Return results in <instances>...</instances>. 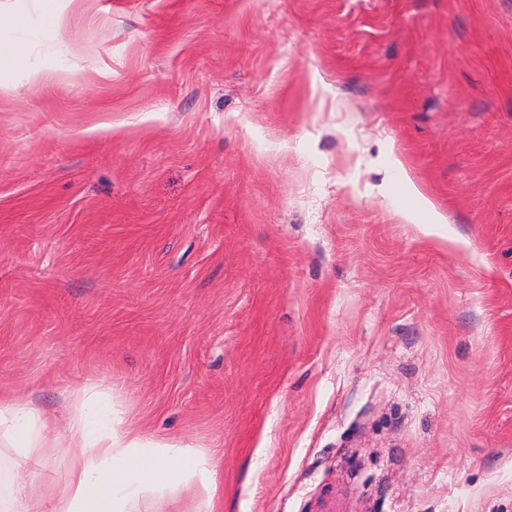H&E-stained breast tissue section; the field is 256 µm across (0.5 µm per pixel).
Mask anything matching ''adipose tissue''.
Masks as SVG:
<instances>
[{"label":"adipose tissue","mask_w":512,"mask_h":512,"mask_svg":"<svg viewBox=\"0 0 512 512\" xmlns=\"http://www.w3.org/2000/svg\"><path fill=\"white\" fill-rule=\"evenodd\" d=\"M90 399L89 391L77 394L61 430L27 406L0 407V425L18 438L27 458L40 461L53 449H70L59 512H139L146 494L187 489L202 495L203 512H217L216 471L202 451L143 437L111 414L93 412Z\"/></svg>","instance_id":"obj_1"}]
</instances>
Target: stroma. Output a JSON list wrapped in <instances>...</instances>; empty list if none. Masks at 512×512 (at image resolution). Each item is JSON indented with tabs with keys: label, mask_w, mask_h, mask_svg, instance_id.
I'll return each instance as SVG.
<instances>
[{
	"label": "stroma",
	"mask_w": 512,
	"mask_h": 512,
	"mask_svg": "<svg viewBox=\"0 0 512 512\" xmlns=\"http://www.w3.org/2000/svg\"><path fill=\"white\" fill-rule=\"evenodd\" d=\"M19 41L0 400L96 387L223 512H512V0H0ZM67 470L0 431L30 512Z\"/></svg>",
	"instance_id": "stroma-1"
}]
</instances>
